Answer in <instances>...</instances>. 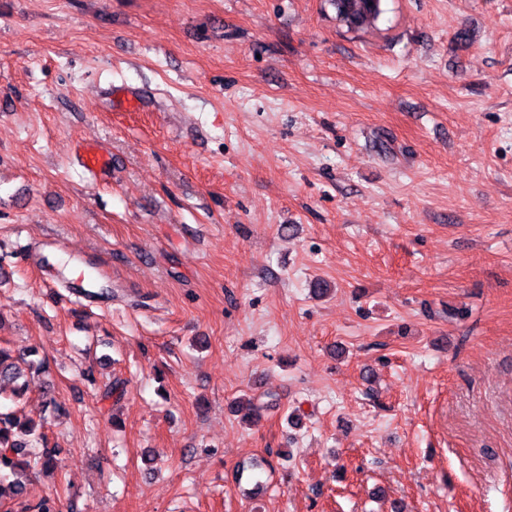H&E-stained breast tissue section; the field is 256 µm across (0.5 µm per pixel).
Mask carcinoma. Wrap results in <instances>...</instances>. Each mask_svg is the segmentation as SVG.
Segmentation results:
<instances>
[{
	"mask_svg": "<svg viewBox=\"0 0 512 512\" xmlns=\"http://www.w3.org/2000/svg\"><path fill=\"white\" fill-rule=\"evenodd\" d=\"M349 14L336 10V17L349 28H361L376 21L382 13L381 4L372 8L367 0H347ZM47 372L42 361L16 356L12 350L0 345V400L18 403L28 384V378ZM41 425L23 420L17 411H0V507L3 501L21 493L22 477L40 465L44 469L62 466L56 450L43 442L37 434Z\"/></svg>",
	"mask_w": 512,
	"mask_h": 512,
	"instance_id": "carcinoma-1",
	"label": "carcinoma"
}]
</instances>
